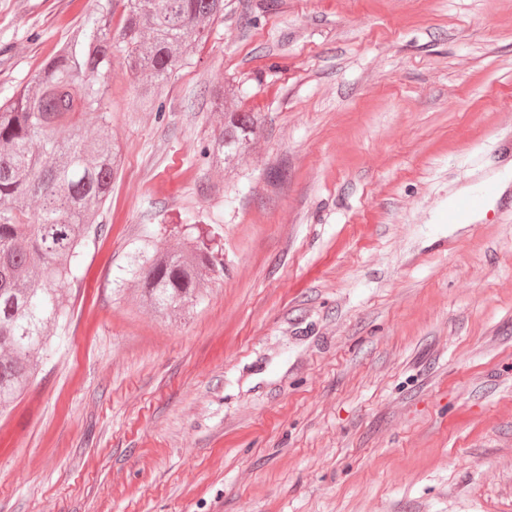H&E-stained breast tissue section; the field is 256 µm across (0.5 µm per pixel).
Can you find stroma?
<instances>
[{
  "label": "stroma",
  "instance_id": "1",
  "mask_svg": "<svg viewBox=\"0 0 512 512\" xmlns=\"http://www.w3.org/2000/svg\"><path fill=\"white\" fill-rule=\"evenodd\" d=\"M97 0H0V99ZM262 128L203 156L212 86ZM70 316L0 415V512H512V0H224L139 109ZM200 238L168 316L130 272ZM498 190L496 184L486 183L474 194L461 197L448 213V220L454 223L463 222L470 212L477 209L483 201L497 195Z\"/></svg>",
  "mask_w": 512,
  "mask_h": 512
}]
</instances>
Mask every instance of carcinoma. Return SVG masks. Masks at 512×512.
Listing matches in <instances>:
<instances>
[{
  "label": "carcinoma",
  "instance_id": "1",
  "mask_svg": "<svg viewBox=\"0 0 512 512\" xmlns=\"http://www.w3.org/2000/svg\"><path fill=\"white\" fill-rule=\"evenodd\" d=\"M112 2L79 24L31 82L0 104V414L23 392L47 352L53 330L68 320L62 286L78 279L81 249L121 163L104 128L88 141L63 126L79 110L106 120L112 74ZM118 47L139 79L141 108L153 111L156 89L224 11V0H123ZM226 89L210 93L222 115L206 151L211 167L235 165L260 129L254 112L226 107ZM223 267L197 247L194 260L172 245L149 252L132 274L159 311L199 298L203 274Z\"/></svg>",
  "mask_w": 512,
  "mask_h": 512
}]
</instances>
